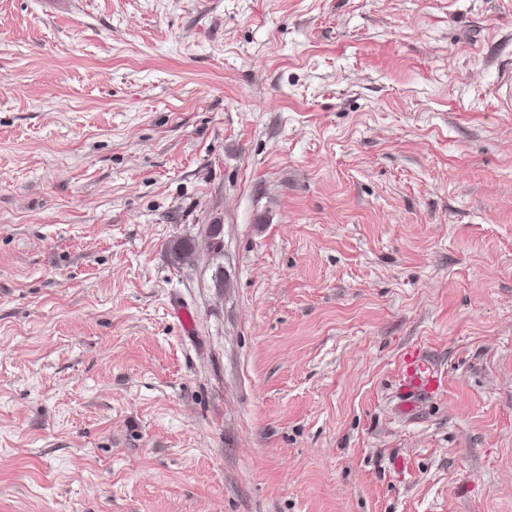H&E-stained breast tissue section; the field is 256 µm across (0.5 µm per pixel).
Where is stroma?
Listing matches in <instances>:
<instances>
[{
    "label": "stroma",
    "instance_id": "35a3bbf8",
    "mask_svg": "<svg viewBox=\"0 0 512 512\" xmlns=\"http://www.w3.org/2000/svg\"><path fill=\"white\" fill-rule=\"evenodd\" d=\"M47 2L0 0V512H512V0Z\"/></svg>",
    "mask_w": 512,
    "mask_h": 512
}]
</instances>
